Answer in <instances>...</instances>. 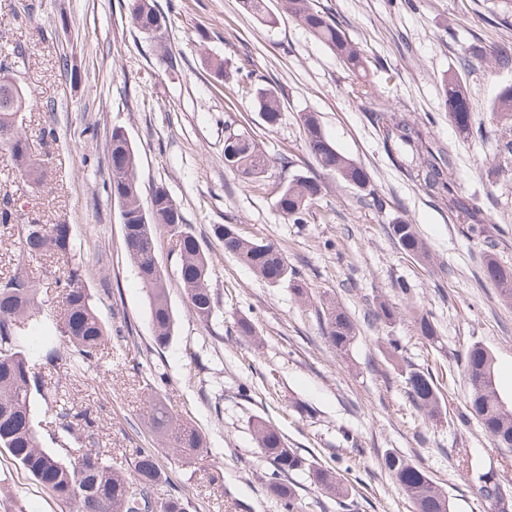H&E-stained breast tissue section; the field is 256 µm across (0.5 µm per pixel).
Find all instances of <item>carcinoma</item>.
Segmentation results:
<instances>
[{
	"instance_id": "carcinoma-1",
	"label": "carcinoma",
	"mask_w": 512,
	"mask_h": 512,
	"mask_svg": "<svg viewBox=\"0 0 512 512\" xmlns=\"http://www.w3.org/2000/svg\"><path fill=\"white\" fill-rule=\"evenodd\" d=\"M281 10L330 49L349 71L357 73L366 69L367 58L363 50L349 38L337 19L315 9L312 0H281ZM129 15L133 27L149 37L159 39L167 29V16L158 9L155 0H129ZM480 60L490 64L496 72L512 71V45L497 44L482 54ZM444 95L448 117L460 134L467 138H488V133L471 122L460 81L444 84ZM23 100L24 92L13 90L9 74L1 73L0 149L8 153L15 178L25 186L37 189L44 182V160L34 155L19 131ZM258 105L266 124L276 126L281 112L277 90L273 87L262 89L258 93ZM492 111L502 129L501 136L496 139L495 157L512 163L511 83L499 88ZM370 118L382 132L386 146L400 158L410 180L441 199L450 213L469 225L471 234L483 238L488 247H493L480 208L459 195L442 159L431 150L426 132L386 105L372 110ZM300 126L306 149L322 175L356 185L364 191V205L383 209L385 200L368 188L369 176L364 167L342 155L326 138L317 114L303 113ZM270 164L271 159L248 133L228 130L224 139L225 167L246 180L256 181L265 175ZM108 168L110 192L120 206L125 249L148 293L152 341L161 348L173 337L175 319L165 275L156 257L157 229L163 228L171 236L179 256L180 279L190 309L199 320L206 322L216 311V299L210 287L212 262L190 225L184 222L179 203L164 184L153 186L147 202H142L138 151L120 127L112 128L110 133ZM324 189L321 175L295 173L281 185L275 206L284 218L302 224ZM19 220L21 214L12 200L4 199L0 225L12 226ZM389 232L407 254L427 257L425 243L414 225L405 219H394ZM214 233L223 242L224 252L263 280L271 284H287L298 296L307 297V290L296 281L295 268L276 242L245 238L228 224L215 225ZM19 245V261L45 256L65 270L64 278L58 282V287L62 288L63 314L52 326L66 349L51 345L46 348L43 359L49 366L75 372L112 346V334L94 307L82 270L75 262L72 228L68 224H22ZM484 275L498 288L502 299L512 303V270L488 254ZM36 294L35 281L23 268L0 280V448L7 450L52 498L72 506L73 512H187V504L181 496L169 493L166 498H159V463L151 448L136 450L131 477L95 448L78 450L67 463L41 448L33 403L35 395L43 393L44 383L18 344L19 336L36 310ZM321 312L323 335L337 354H348L356 339L354 322L334 301L323 303ZM407 314L412 316L419 336L433 346L442 345L432 317L412 308ZM400 315L397 307L381 300L371 311V320L391 324ZM461 363L468 379L469 395L459 414L460 421L467 423L470 418H475L494 447L512 448V405L504 402L499 394L493 355L476 342L462 354ZM401 371L405 374L406 388L415 409L428 421L442 419L439 390L430 374L410 365ZM51 399L59 437L65 441L81 436L88 444H93L92 419L74 410V406L56 393ZM146 414L155 433L170 450L185 457L211 451L206 435L198 426L178 419L159 400H148ZM252 429L260 454L272 468L267 490L283 512H297V488L289 477L303 470L308 471L312 482L324 493L337 499L347 497L348 488L336 473L288 447L286 438L271 423L258 417ZM381 465L399 493L411 503L413 512H451L447 492L424 467L395 452L384 453ZM471 490L489 505L491 512L512 509V501L493 476L477 477Z\"/></svg>"
}]
</instances>
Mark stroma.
<instances>
[{"label":"stroma","mask_w":512,"mask_h":512,"mask_svg":"<svg viewBox=\"0 0 512 512\" xmlns=\"http://www.w3.org/2000/svg\"><path fill=\"white\" fill-rule=\"evenodd\" d=\"M128 0H0V59L13 58L26 91L21 131L51 170L40 192L14 178L0 150V196H12L29 223L72 227L76 261L101 318L117 339L83 370H45L62 382L76 409L96 420V445L113 464L130 468L136 448L154 442L144 412L159 396L180 418L208 437L212 454L184 459L158 447L159 494L176 493L188 512H281L267 492L270 465L251 424L269 420L288 445L343 475L346 502L326 497L307 473L294 474L301 512H412L379 458L393 450L423 466L447 491L453 512H487L469 485L491 474L512 495V451L493 447L477 422L460 423L468 393L461 364L480 343L495 358L501 396L512 402V305L484 278L487 249L440 199L414 185L370 111L384 104L428 133L449 164L459 194L477 201L496 229L497 260L512 268V172L492 177L494 147L464 138L448 119L442 81L465 82L473 123L492 126L491 104L512 72L466 66L472 51L512 41V0H315L338 17L370 59L354 77L335 55L288 14L276 24L248 13L241 0H157L169 24L161 44L132 26ZM180 57L168 69L161 49ZM73 67L66 73L60 56ZM223 60L218 79L202 65ZM249 62L252 80L237 69ZM275 86L280 120L268 127L256 89ZM367 88L357 96V88ZM314 112L326 137L361 164L384 209L363 205L362 190L329 180L307 220L292 224L275 207L287 171L272 167L243 182L224 166L227 128L248 132L271 157L296 160L315 171L299 117ZM54 137H46V127ZM123 127L138 149L144 186L162 183L180 203L187 224L213 262L217 315L199 320L179 277V259L166 230L157 232V260L166 275L175 318L162 352L151 349L149 302L123 244L120 208L108 181L109 136ZM414 224L429 252L426 262L406 255L388 232L395 218ZM235 225L247 238L274 240L308 287L299 298L287 285H271L225 254L212 228ZM38 286L39 310L20 339L40 360L57 344L51 322L61 314L56 286L62 272L48 258L25 265ZM433 317L443 348L417 335L410 318L372 323L376 298L405 306L399 283ZM336 301L357 327L348 358L323 335L318 309ZM253 321L258 336H237L238 317ZM396 339L405 360L430 373L446 417L423 422L400 370L385 358ZM466 467H459L460 455ZM0 512H69L0 448Z\"/></svg>","instance_id":"35a3bbf8"}]
</instances>
